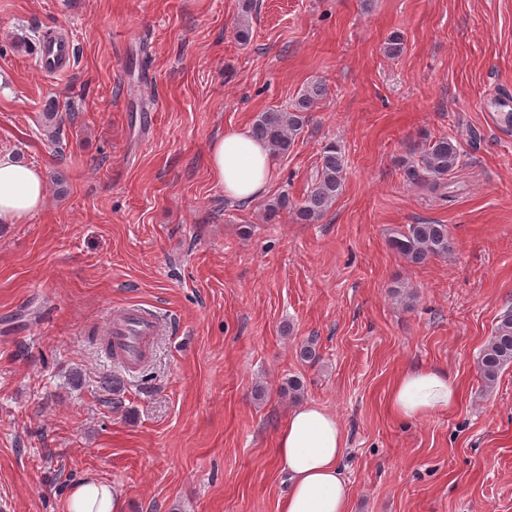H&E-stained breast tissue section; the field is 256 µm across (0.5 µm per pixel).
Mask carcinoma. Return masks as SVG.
<instances>
[{"instance_id": "obj_1", "label": "carcinoma", "mask_w": 512, "mask_h": 512, "mask_svg": "<svg viewBox=\"0 0 512 512\" xmlns=\"http://www.w3.org/2000/svg\"><path fill=\"white\" fill-rule=\"evenodd\" d=\"M322 82L307 85L286 110H268L259 113L252 124L256 137L266 141L273 154L285 155L304 132L315 105L326 95ZM461 163L457 141L449 136L431 140L423 150L404 162L403 175L407 182L426 183L436 189L447 183L448 175ZM344 159L341 149L334 143L322 149L315 179L295 206L294 213L302 224L320 220L333 206L343 191ZM291 205L288 195L283 194L266 204L265 220H274L278 213ZM391 246L409 263L418 265L434 257L448 255L452 242L446 224H410L407 231L391 240ZM512 365V309L504 312L492 331L487 344L478 357V366L484 386L496 384L499 374Z\"/></svg>"}]
</instances>
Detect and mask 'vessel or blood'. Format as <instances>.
Listing matches in <instances>:
<instances>
[{
    "label": "vessel or blood",
    "mask_w": 512,
    "mask_h": 512,
    "mask_svg": "<svg viewBox=\"0 0 512 512\" xmlns=\"http://www.w3.org/2000/svg\"><path fill=\"white\" fill-rule=\"evenodd\" d=\"M70 58L71 46L65 42L44 46L38 60L44 71L60 73L69 68ZM158 332V319L134 305L122 308L107 329L116 361L128 370L138 369L148 360L151 342Z\"/></svg>",
    "instance_id": "1"
}]
</instances>
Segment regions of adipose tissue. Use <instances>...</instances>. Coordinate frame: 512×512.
Masks as SVG:
<instances>
[{
  "label": "adipose tissue",
  "instance_id": "adipose-tissue-1",
  "mask_svg": "<svg viewBox=\"0 0 512 512\" xmlns=\"http://www.w3.org/2000/svg\"><path fill=\"white\" fill-rule=\"evenodd\" d=\"M208 166L226 197L251 203L262 198L275 168L270 147L252 138L249 126L226 130L208 145ZM42 171L0 152V224H19L46 204ZM458 384L446 370L404 371L393 383L390 406L404 418L445 410L458 398ZM346 438L338 418L306 404L289 411L278 433L277 459L287 475L288 492L279 512H350V485L343 476ZM119 493L89 478L75 487L68 512H118Z\"/></svg>",
  "mask_w": 512,
  "mask_h": 512
}]
</instances>
